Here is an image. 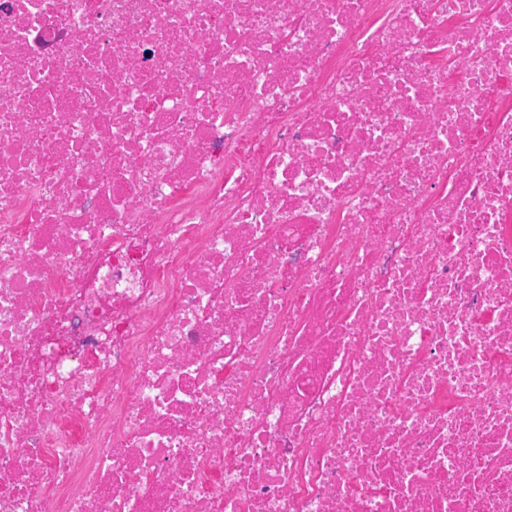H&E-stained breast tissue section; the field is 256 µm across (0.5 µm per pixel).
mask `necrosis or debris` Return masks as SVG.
I'll use <instances>...</instances> for the list:
<instances>
[{
    "instance_id": "obj_1",
    "label": "necrosis or debris",
    "mask_w": 512,
    "mask_h": 512,
    "mask_svg": "<svg viewBox=\"0 0 512 512\" xmlns=\"http://www.w3.org/2000/svg\"><path fill=\"white\" fill-rule=\"evenodd\" d=\"M0 512H512V0H0Z\"/></svg>"
}]
</instances>
